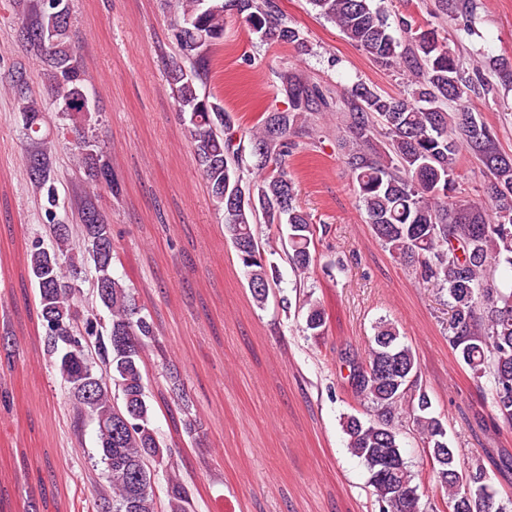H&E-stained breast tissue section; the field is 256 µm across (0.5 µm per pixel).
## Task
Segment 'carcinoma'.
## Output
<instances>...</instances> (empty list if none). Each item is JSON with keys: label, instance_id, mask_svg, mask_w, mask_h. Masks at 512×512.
<instances>
[{"label": "carcinoma", "instance_id": "1", "mask_svg": "<svg viewBox=\"0 0 512 512\" xmlns=\"http://www.w3.org/2000/svg\"><path fill=\"white\" fill-rule=\"evenodd\" d=\"M56 0H14L24 39L39 50L37 66L48 80L55 102L69 116L91 118L96 108L84 95L92 88L78 58L70 24L49 33ZM316 15L336 25L369 57L391 63L401 39L374 0H308ZM171 36L177 48L166 69L176 112L186 126L195 160L208 184L211 204L224 214V233L243 270L253 303L268 305L280 283L278 265L267 255L260 229L279 231L281 258L297 276L309 273L329 225L316 224L297 203L288 156L296 139L310 133L317 115L333 109L322 89L286 70L280 91L288 106L261 113L248 126L230 115L218 98L199 88L216 74V50L224 44V14L242 19L260 39L306 45L288 24L276 0H177ZM397 27L410 42L409 63L416 71L410 91L391 96L365 83L345 92L349 140L344 143L352 179L374 235L414 278L448 294L451 317L448 343L475 378L492 382L495 420L512 428V282L498 276L512 271V158L494 133L469 109L475 85L490 93L493 85L466 75L463 63L444 47L433 29ZM17 101L26 136L23 165L44 210L55 245L35 238L26 251L29 279L38 290V317L45 349L72 398L75 421L96 425V448L107 485L98 492L97 512H195L191 488L177 474L184 452L179 441L159 439L153 427V403L142 365L166 371L165 402L181 412V429L195 431L194 399L170 354L162 347L150 314L135 288L114 276L123 263L112 224L98 196L84 184L121 192L118 174L94 151L85 128L73 126L69 150L81 199L79 223L61 225V199L51 148L42 125L49 114L29 92L26 75L7 86ZM456 103V111L443 105ZM385 138L377 146V137ZM483 166L489 178L493 210L480 202L454 199V173L462 154ZM94 270L95 304L83 303L78 280ZM303 332L327 335L329 316L313 292L302 293ZM106 313L107 333L99 330ZM365 354L341 359L348 393L360 410L341 417L346 448L366 467L376 512H507L495 505L483 460L461 468L448 423L435 411L419 380V363L396 322L380 318ZM422 448L425 463L414 472L402 451L404 436ZM165 478L164 499L156 495Z\"/></svg>", "mask_w": 512, "mask_h": 512}]
</instances>
